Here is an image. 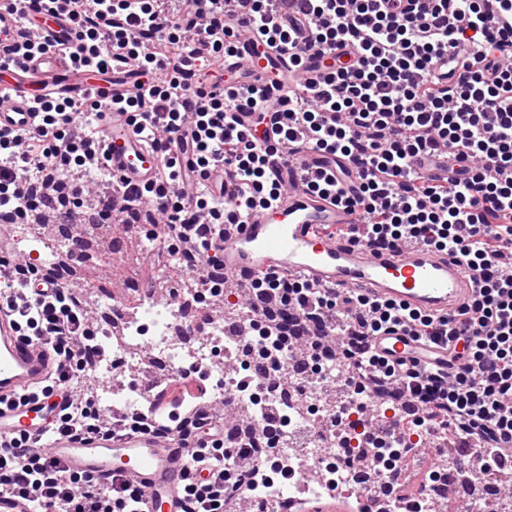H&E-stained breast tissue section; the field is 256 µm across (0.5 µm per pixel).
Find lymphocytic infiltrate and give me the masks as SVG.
Instances as JSON below:
<instances>
[{"instance_id": "lymphocytic-infiltrate-1", "label": "lymphocytic infiltrate", "mask_w": 512, "mask_h": 512, "mask_svg": "<svg viewBox=\"0 0 512 512\" xmlns=\"http://www.w3.org/2000/svg\"><path fill=\"white\" fill-rule=\"evenodd\" d=\"M74 40L54 45L72 67L97 73L132 65L127 112L151 142L154 183L129 186L131 204L97 197L98 224L162 217L149 240L179 241L197 259L202 284L221 278L204 242L209 226L232 224L280 200L286 187L269 168L274 151L342 159L343 171H301L310 194L358 216L342 228L367 245H423L447 252L479 279L457 311L428 314L359 293L312 288L284 275L259 276L247 306L267 335L289 337L305 358L353 353L354 379L419 400L436 424L454 422L498 455L512 458V0H62ZM310 24L309 35L295 31ZM277 53L267 81L276 100L257 96L240 72L220 69L241 40ZM333 56L324 82L295 73L316 53ZM100 102L61 97L41 103L29 129L0 132V220L24 224L45 211L64 223L81 214L88 182L111 180L92 161L102 132ZM248 112L251 126L235 115ZM448 152L436 183L414 167ZM224 188L208 186L216 168ZM0 305L24 337L48 345L58 362L49 388L67 401L50 424L72 436L107 437L111 416L89 381L95 349L89 310L72 289L36 267L0 262ZM406 327L448 352L444 368L381 360L373 337ZM253 441L216 444L209 477L188 483L185 512H224L244 497V473L258 460ZM240 471L229 477L225 456ZM0 495L34 499L40 512H137L143 492L131 480L70 474L26 435L0 443Z\"/></svg>"}]
</instances>
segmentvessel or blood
Listing matches in <instances>:
<instances>
[{"instance_id":"b4317fda","label":"vessel or blood","mask_w":512,"mask_h":512,"mask_svg":"<svg viewBox=\"0 0 512 512\" xmlns=\"http://www.w3.org/2000/svg\"><path fill=\"white\" fill-rule=\"evenodd\" d=\"M73 28L70 13L60 2L53 10L24 20L14 0H0V96L9 100L0 108V131L31 127L37 120L32 105L40 98L63 94L112 101L126 93L131 68L104 78L70 69L50 51L24 61L12 60L9 54L20 37L47 44L69 39ZM277 63L275 56H260L248 48L227 66L258 72ZM104 131L100 161L114 177L112 197L119 202L125 184L153 181L156 161L128 113L111 110ZM271 162L289 182L301 169H316L321 158L310 153L292 160L277 153ZM356 221L348 209L298 188L244 223L225 225L212 243L223 248L224 272L242 288L267 272L322 288L365 292L431 314L451 312L468 300L476 280L447 254L423 247L375 250L323 232L324 227ZM373 348L385 359L422 365L437 366L447 358L445 351L406 332L376 337ZM55 365L47 346L20 336L9 312L0 309V441L26 432L71 472L92 479L116 476L137 482L145 492L142 512H183L180 489L185 474L201 480L208 476L204 466L187 462L183 449L206 447L208 437L189 441L177 437L165 443L144 431L87 440L52 435L49 424L65 403L64 393L45 390Z\"/></svg>"}]
</instances>
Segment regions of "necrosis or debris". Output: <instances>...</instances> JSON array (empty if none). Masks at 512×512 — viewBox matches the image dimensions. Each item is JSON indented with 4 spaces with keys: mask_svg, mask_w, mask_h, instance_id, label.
I'll return each instance as SVG.
<instances>
[{
    "mask_svg": "<svg viewBox=\"0 0 512 512\" xmlns=\"http://www.w3.org/2000/svg\"><path fill=\"white\" fill-rule=\"evenodd\" d=\"M181 298L177 306L134 291L123 300L120 326L96 324L93 373L112 378L111 386L96 391L100 406L130 418L148 413L135 374L149 353L164 373L160 385L168 398L205 407L231 395L257 425L254 442L269 464L247 478L250 503L288 512L289 499L320 498L331 482L340 497L370 492L380 512H457L463 499L478 501L483 512H499L512 470L497 466L494 452L484 456L490 478L478 486L460 479L454 464L436 471L420 453L430 444L426 418L390 411L371 418L369 392L347 375H334L327 360L298 363L287 339L257 334L244 345L228 319L209 321L203 333L188 338L174 335L189 307L217 301L210 288L198 286ZM272 365L286 373L285 384L256 380L257 370Z\"/></svg>",
    "mask_w": 512,
    "mask_h": 512,
    "instance_id": "necrosis-or-debris-1",
    "label": "necrosis or debris"
}]
</instances>
